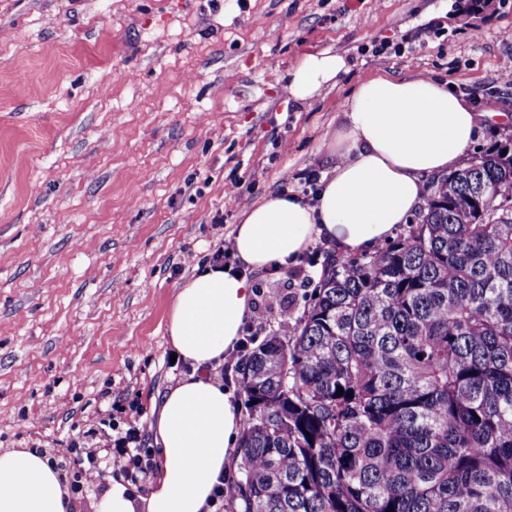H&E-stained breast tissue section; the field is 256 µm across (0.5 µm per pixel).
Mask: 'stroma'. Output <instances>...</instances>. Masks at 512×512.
<instances>
[{"instance_id":"1","label":"stroma","mask_w":512,"mask_h":512,"mask_svg":"<svg viewBox=\"0 0 512 512\" xmlns=\"http://www.w3.org/2000/svg\"><path fill=\"white\" fill-rule=\"evenodd\" d=\"M512 0H0V451L56 465L113 399L150 424L178 288L277 195L314 204L323 143L376 72L451 83L484 118L468 157L512 140ZM338 85L288 91L304 56ZM334 249L248 273L266 330L293 334ZM347 70L344 57L325 51L306 56L291 75L290 94L300 101L313 99L327 86H335Z\"/></svg>"}]
</instances>
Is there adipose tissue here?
<instances>
[{"mask_svg": "<svg viewBox=\"0 0 512 512\" xmlns=\"http://www.w3.org/2000/svg\"><path fill=\"white\" fill-rule=\"evenodd\" d=\"M346 69L336 54L306 56L289 91L297 100L313 99ZM345 111L346 125L327 143L341 160L316 204L275 196L238 224L235 250L247 268L295 259L316 237L344 253L389 239L421 204L425 177L455 167L482 118L439 81L387 72L364 81ZM252 298L245 275L231 269L210 268L193 277L178 289L168 315L173 351L197 368L221 361L240 338ZM151 428L160 446L155 482L141 494L122 479H109L99 512H209L208 500L243 429L231 394L212 379L188 376L166 394ZM71 508L62 475L46 454L31 448L0 452V512Z\"/></svg>", "mask_w": 512, "mask_h": 512, "instance_id": "adipose-tissue-1", "label": "adipose tissue"}]
</instances>
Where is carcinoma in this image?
<instances>
[{"label":"carcinoma","mask_w":512,"mask_h":512,"mask_svg":"<svg viewBox=\"0 0 512 512\" xmlns=\"http://www.w3.org/2000/svg\"><path fill=\"white\" fill-rule=\"evenodd\" d=\"M242 392L240 512H512V146L433 181L397 241L328 258Z\"/></svg>","instance_id":"cac0c4a2"}]
</instances>
